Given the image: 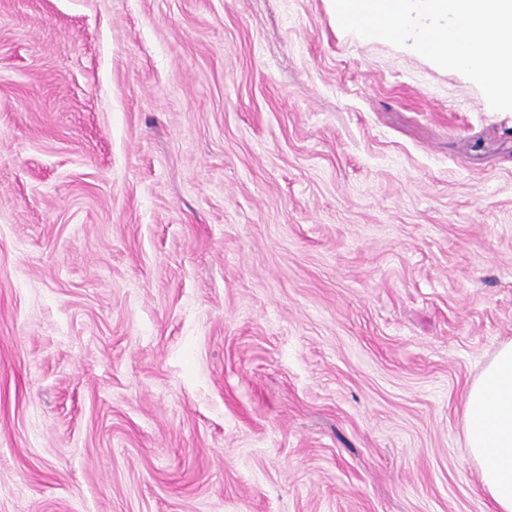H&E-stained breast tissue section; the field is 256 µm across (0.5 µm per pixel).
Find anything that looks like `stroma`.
I'll return each instance as SVG.
<instances>
[{
    "label": "stroma",
    "mask_w": 512,
    "mask_h": 512,
    "mask_svg": "<svg viewBox=\"0 0 512 512\" xmlns=\"http://www.w3.org/2000/svg\"><path fill=\"white\" fill-rule=\"evenodd\" d=\"M512 111L333 0H0V512H487Z\"/></svg>",
    "instance_id": "35a3bbf8"
}]
</instances>
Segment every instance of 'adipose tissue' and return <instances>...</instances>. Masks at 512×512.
Returning <instances> with one entry per match:
<instances>
[{
	"label": "adipose tissue",
	"mask_w": 512,
	"mask_h": 512,
	"mask_svg": "<svg viewBox=\"0 0 512 512\" xmlns=\"http://www.w3.org/2000/svg\"><path fill=\"white\" fill-rule=\"evenodd\" d=\"M462 420L488 512H512V341L503 343L467 386Z\"/></svg>",
	"instance_id": "adipose-tissue-1"
}]
</instances>
